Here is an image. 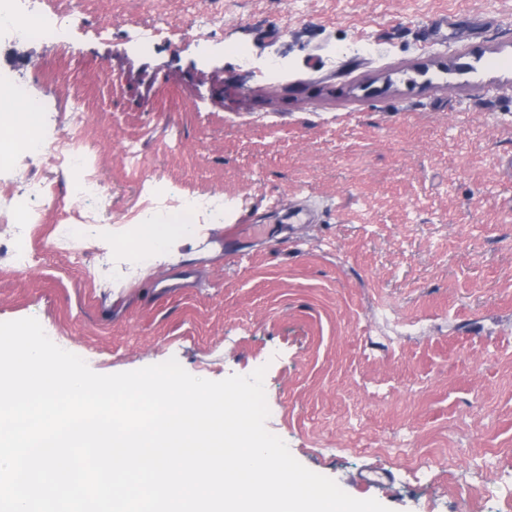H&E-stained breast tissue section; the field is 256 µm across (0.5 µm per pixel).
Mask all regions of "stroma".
<instances>
[{"label": "stroma", "instance_id": "1", "mask_svg": "<svg viewBox=\"0 0 512 512\" xmlns=\"http://www.w3.org/2000/svg\"><path fill=\"white\" fill-rule=\"evenodd\" d=\"M49 2L84 25L53 45L1 32L0 83L41 102L43 134L82 104L106 202L86 246L60 243L76 176L0 159V183L56 188L38 263L15 271L0 236V321L37 318L99 374L265 368L267 429L350 496L512 512V0ZM152 25L180 36L137 49ZM160 190L223 197L224 221L129 275L94 241Z\"/></svg>", "mask_w": 512, "mask_h": 512}]
</instances>
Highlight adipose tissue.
<instances>
[{
  "label": "adipose tissue",
  "instance_id": "adipose-tissue-1",
  "mask_svg": "<svg viewBox=\"0 0 512 512\" xmlns=\"http://www.w3.org/2000/svg\"><path fill=\"white\" fill-rule=\"evenodd\" d=\"M0 114L10 119L6 129L0 131V142L32 144L38 140L35 117L20 100L0 93ZM200 230L197 224H138L129 229L127 238L119 240L117 246L128 250L131 262L136 264L163 261Z\"/></svg>",
  "mask_w": 512,
  "mask_h": 512
}]
</instances>
